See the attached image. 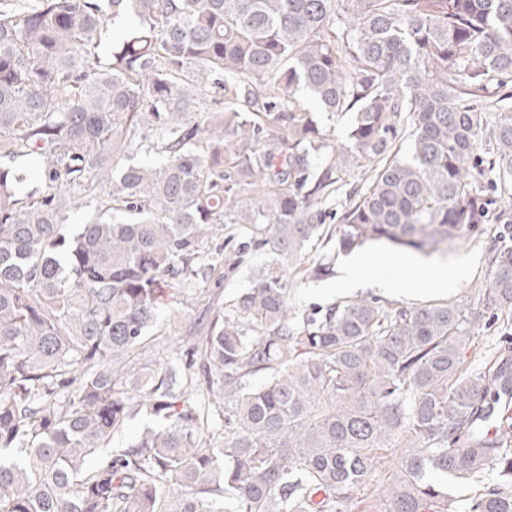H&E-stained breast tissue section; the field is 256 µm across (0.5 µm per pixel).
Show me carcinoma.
<instances>
[{"label": "carcinoma", "instance_id": "carcinoma-1", "mask_svg": "<svg viewBox=\"0 0 512 512\" xmlns=\"http://www.w3.org/2000/svg\"><path fill=\"white\" fill-rule=\"evenodd\" d=\"M109 20L133 26L105 47ZM507 75L512 0H0V512H355L391 445L382 512H512V371L467 365L512 310V243L467 308L317 318L285 275L329 272L321 238L429 254L478 233L486 168L512 174V107L482 104ZM300 89L352 114L346 143ZM366 166L333 238L322 205ZM224 231L225 267L253 245L272 263L160 368L146 333ZM138 416L161 425L101 454ZM475 347L470 348L467 354V359L473 360L489 357L494 353L496 356L500 354L503 336H512V314H499L498 318L491 320L487 325L482 324L475 329ZM471 356V358H470ZM400 449L399 448H388L383 451L384 459L382 460V467L379 469L373 481H371L364 490L361 491L359 498H366L376 493L375 488L379 485H383L384 490L390 488L391 479L396 470Z\"/></svg>", "mask_w": 512, "mask_h": 512}]
</instances>
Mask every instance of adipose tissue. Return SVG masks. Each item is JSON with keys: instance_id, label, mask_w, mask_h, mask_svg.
<instances>
[{"instance_id": "1", "label": "adipose tissue", "mask_w": 512, "mask_h": 512, "mask_svg": "<svg viewBox=\"0 0 512 512\" xmlns=\"http://www.w3.org/2000/svg\"><path fill=\"white\" fill-rule=\"evenodd\" d=\"M462 267L425 263L414 257L392 255L383 263H373L363 253L355 254L347 269L350 284H374L387 292L416 296L423 293L445 294L462 278Z\"/></svg>"}]
</instances>
